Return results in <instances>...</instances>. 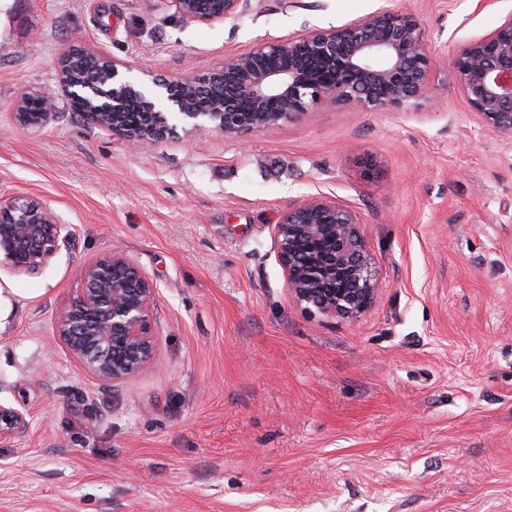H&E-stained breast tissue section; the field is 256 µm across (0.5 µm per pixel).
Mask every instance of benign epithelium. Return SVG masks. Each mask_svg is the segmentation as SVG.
<instances>
[{
  "label": "benign epithelium",
  "mask_w": 512,
  "mask_h": 512,
  "mask_svg": "<svg viewBox=\"0 0 512 512\" xmlns=\"http://www.w3.org/2000/svg\"><path fill=\"white\" fill-rule=\"evenodd\" d=\"M182 15L211 22L235 15L242 0H218L211 11L205 0H171ZM110 65L112 83L89 87L93 98L112 103L107 113L91 111L87 119L136 148L163 138L173 126L167 113L139 93L140 129L120 122L117 105L130 85L119 81L118 62L97 48H84ZM282 60L271 68L266 59ZM436 57L416 19L406 13L377 12L328 30H314L286 42H270L231 55L224 65L203 76L166 84L203 91L224 78V101L195 106L168 95L189 132L226 135L275 125L314 103L329 107L356 105L372 112H406L430 99V76ZM453 78L479 123L512 137V18L493 33L463 45L451 60ZM46 111L20 127L45 125L53 117L55 98L38 93ZM71 230L57 223L39 200L17 195L0 203V258L19 271H37L72 240ZM277 255L289 295L310 311L356 322L374 305L380 281L360 218L348 206L313 197L290 210L275 225ZM318 253L302 257L301 246ZM155 291L122 248H114L84 266L78 288L56 314V335L70 354L95 377L117 381L148 368L156 355L153 331ZM29 426L25 412L0 403V443Z\"/></svg>",
  "instance_id": "benign-epithelium-1"
}]
</instances>
